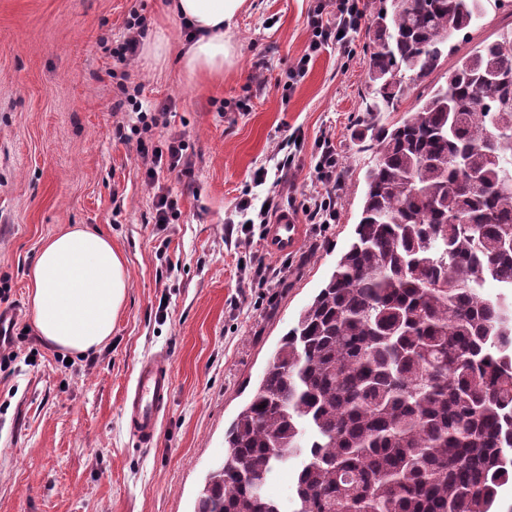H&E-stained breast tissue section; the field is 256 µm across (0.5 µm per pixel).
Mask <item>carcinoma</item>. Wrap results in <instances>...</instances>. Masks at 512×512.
Segmentation results:
<instances>
[{
  "instance_id": "1",
  "label": "carcinoma",
  "mask_w": 512,
  "mask_h": 512,
  "mask_svg": "<svg viewBox=\"0 0 512 512\" xmlns=\"http://www.w3.org/2000/svg\"><path fill=\"white\" fill-rule=\"evenodd\" d=\"M481 0H391L348 249L224 435L195 512H492L512 479V30L427 79ZM420 86L414 111L380 123ZM493 281L506 289L486 297ZM297 469V461L292 460L288 465L278 469L268 482L265 492L266 494L277 500L282 505V511L291 512L293 510L292 498L288 486L292 485L293 477Z\"/></svg>"
}]
</instances>
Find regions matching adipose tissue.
<instances>
[{
	"mask_svg": "<svg viewBox=\"0 0 512 512\" xmlns=\"http://www.w3.org/2000/svg\"><path fill=\"white\" fill-rule=\"evenodd\" d=\"M246 0H171L172 13L191 28L182 68L192 76L223 78L234 47L232 28ZM128 281L121 255L105 234L75 228L44 242L29 274V302L42 340L72 355L101 350L112 337Z\"/></svg>",
	"mask_w": 512,
	"mask_h": 512,
	"instance_id": "ef3b65f1",
	"label": "adipose tissue"
}]
</instances>
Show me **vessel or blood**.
<instances>
[{"instance_id":"1","label":"vessel or blood","mask_w":512,"mask_h":512,"mask_svg":"<svg viewBox=\"0 0 512 512\" xmlns=\"http://www.w3.org/2000/svg\"><path fill=\"white\" fill-rule=\"evenodd\" d=\"M302 235V225L297 224L291 214L282 213L265 227L266 249L271 255L286 256L297 249ZM172 386L164 357L153 356L141 361L124 397L127 427L137 443L147 446L154 442Z\"/></svg>"}]
</instances>
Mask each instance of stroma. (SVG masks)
Returning <instances> with one entry per match:
<instances>
[{
	"mask_svg": "<svg viewBox=\"0 0 512 512\" xmlns=\"http://www.w3.org/2000/svg\"><path fill=\"white\" fill-rule=\"evenodd\" d=\"M249 0L229 34L236 63L223 79L190 77L175 51L186 30L169 0H0V289L17 326L31 325L28 273L41 244L74 226L112 239L128 272L127 298L92 365L39 344L0 368V512H193L224 433L269 367L282 336L353 237L373 154L358 138L372 48L360 28L349 49H323L290 77L313 38L316 2ZM146 41L165 38L160 63L115 64L131 13ZM512 30V0L455 37L458 53ZM143 107L167 109L152 145L184 136L196 181L164 172L176 223L152 221L153 193L134 146L115 135L121 86ZM250 108L237 110L239 100ZM332 135L341 183L337 218L306 223L321 191L318 142ZM293 163L255 186V168ZM273 195L305 226L299 247L269 254L261 228L243 235V199ZM164 356L173 397L154 444L130 437L123 394L145 358Z\"/></svg>",
	"mask_w": 512,
	"mask_h": 512,
	"instance_id": "35a3bbf8",
	"label": "stroma"
}]
</instances>
